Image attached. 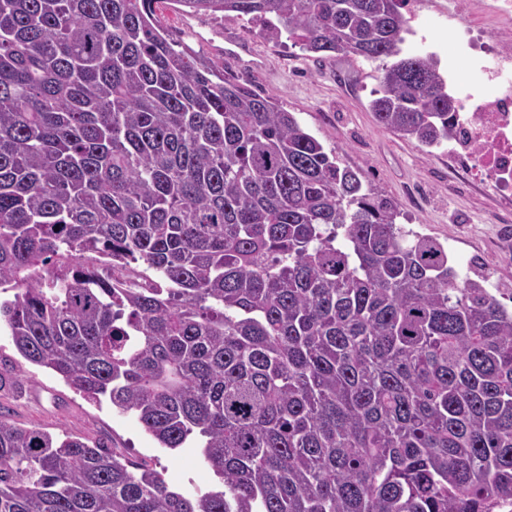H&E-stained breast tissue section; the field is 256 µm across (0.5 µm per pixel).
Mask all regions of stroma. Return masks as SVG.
<instances>
[{
  "instance_id": "stroma-1",
  "label": "stroma",
  "mask_w": 512,
  "mask_h": 512,
  "mask_svg": "<svg viewBox=\"0 0 512 512\" xmlns=\"http://www.w3.org/2000/svg\"><path fill=\"white\" fill-rule=\"evenodd\" d=\"M422 2L417 32L407 36L404 55L437 53L443 71L463 65L462 55L448 52L453 35L447 0ZM162 16L174 40L223 64L226 77L273 96L294 113L325 149L394 202L400 223L447 245L460 276H481L488 287L512 292V251L502 245L503 237L512 238V217L493 215V201L479 183L460 196L449 190L448 156L442 149L424 155L415 142L376 124L369 104L381 61L307 53L285 38L266 40L249 17L200 18L183 12L176 0H166ZM0 415L24 427L83 437L134 463L148 462L187 493L221 487L199 449L159 447L135 416L119 412L108 399L75 392L52 371L25 360L1 328Z\"/></svg>"
}]
</instances>
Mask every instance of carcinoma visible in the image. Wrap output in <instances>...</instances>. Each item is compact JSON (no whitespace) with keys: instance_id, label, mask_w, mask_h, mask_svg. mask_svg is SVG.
Here are the masks:
<instances>
[{"instance_id":"cac0c4a2","label":"carcinoma","mask_w":512,"mask_h":512,"mask_svg":"<svg viewBox=\"0 0 512 512\" xmlns=\"http://www.w3.org/2000/svg\"><path fill=\"white\" fill-rule=\"evenodd\" d=\"M164 0H0V324L224 490L0 415V512H512V309ZM391 60L377 123L429 156L458 101L405 0H174Z\"/></svg>"}]
</instances>
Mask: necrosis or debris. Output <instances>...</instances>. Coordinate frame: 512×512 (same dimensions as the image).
<instances>
[{"label":"necrosis or debris","mask_w":512,"mask_h":512,"mask_svg":"<svg viewBox=\"0 0 512 512\" xmlns=\"http://www.w3.org/2000/svg\"><path fill=\"white\" fill-rule=\"evenodd\" d=\"M457 41L473 53L468 69L449 70L461 104L448 164L468 171L492 197L512 205V0H448Z\"/></svg>","instance_id":"obj_1"}]
</instances>
